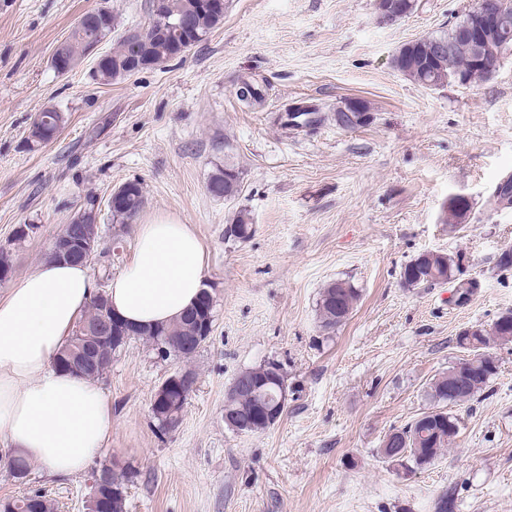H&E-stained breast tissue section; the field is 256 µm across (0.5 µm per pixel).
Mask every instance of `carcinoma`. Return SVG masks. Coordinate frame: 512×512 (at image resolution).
Segmentation results:
<instances>
[{"instance_id":"carcinoma-1","label":"carcinoma","mask_w":512,"mask_h":512,"mask_svg":"<svg viewBox=\"0 0 512 512\" xmlns=\"http://www.w3.org/2000/svg\"><path fill=\"white\" fill-rule=\"evenodd\" d=\"M508 20L501 29L488 35V40L498 48V55L491 57L489 67L476 63V56L469 40L462 30L469 22L471 14H465L452 24L448 30L425 36L417 41L403 44L393 56V65L410 80L427 87H439L449 83L478 85L492 76L499 59L512 51V0H503ZM165 13L173 24L169 39L156 45L151 65L148 69H161L176 58L183 56L180 48L204 42L211 31L224 17L206 9L201 0H165ZM116 18L112 11L101 13L98 24L91 27L77 26L69 38L60 45L52 57L54 69H73L87 54L93 37L98 41L113 38L112 48L107 53L108 64L102 71L95 72V80L103 85L128 77L127 67L130 61L131 43L126 33L115 34ZM237 100L252 107L262 100L255 85L242 80L235 91ZM320 109L309 105L291 107L287 113V125L294 129L310 128L320 122L317 114ZM239 172L236 165L227 160L224 171L213 177L208 190L215 196L230 199L238 192ZM123 203L121 208L112 212V220L120 224H130L144 204L142 184L128 181L121 185ZM495 208L512 209V177L501 180L491 193ZM96 198L89 196L74 213L81 224H93L97 219ZM471 209L468 201L452 203L444 209L443 222L457 224ZM253 224L247 211L241 210L234 221L227 225L225 235L238 240L251 237ZM462 275L461 258L451 257L437 252H425L408 262L400 271V280L406 288L429 287L438 283L457 281L455 286V304L465 305L463 295L470 293L471 283L460 278ZM358 290L351 285L337 281L328 284L322 291L318 303L321 327L333 331L345 323L359 301ZM98 318L96 306H91L76 324L69 344L61 357L70 355L75 343L87 336L94 335L89 326ZM213 327V323L199 321L185 315L173 324L165 327L150 328L143 339L154 347H165L166 358L189 360L195 354L181 342L183 336H200L203 331ZM512 342V311L502 313L493 322L490 329L475 330L467 328L457 336L456 344L468 351L472 358L461 366V370L451 368L438 374L430 385V398L436 407L424 412L412 423L401 429H395L383 439L379 454L387 462H411L423 468L431 464L439 452L453 445L459 433V418L448 412L450 405H461L482 394L499 370L498 359L491 348ZM272 363L242 371L228 389L225 402L242 419L250 417L254 406L262 401L275 402L279 387L268 381ZM99 490L103 495L125 493L129 481L128 473L112 463H104L97 470ZM51 500L40 493L27 494L19 498L6 499L0 503V512H54Z\"/></svg>"}]
</instances>
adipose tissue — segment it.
<instances>
[{
  "label": "adipose tissue",
  "mask_w": 512,
  "mask_h": 512,
  "mask_svg": "<svg viewBox=\"0 0 512 512\" xmlns=\"http://www.w3.org/2000/svg\"><path fill=\"white\" fill-rule=\"evenodd\" d=\"M207 267L192 225L153 217L138 225L108 302L134 328L172 323L197 300ZM97 292L87 267L47 259L0 298V446L57 478L84 471L112 430L100 386L57 365Z\"/></svg>",
  "instance_id": "ef3b65f1"
}]
</instances>
